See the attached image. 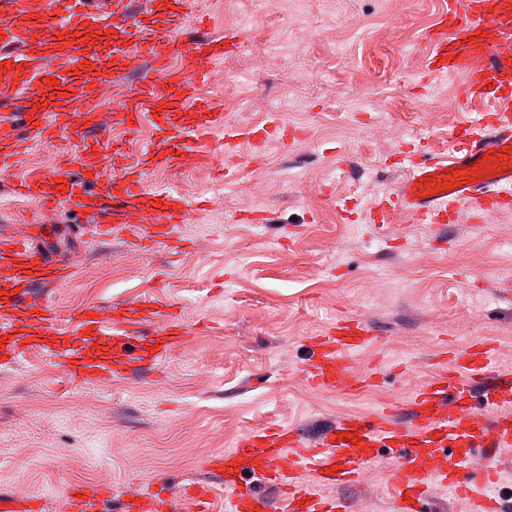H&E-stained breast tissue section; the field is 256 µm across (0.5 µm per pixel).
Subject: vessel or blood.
<instances>
[{"label":"vessel or blood","instance_id":"b4317fda","mask_svg":"<svg viewBox=\"0 0 512 512\" xmlns=\"http://www.w3.org/2000/svg\"><path fill=\"white\" fill-rule=\"evenodd\" d=\"M190 0H152L132 16L130 0H0V175L12 173L19 157L63 135H81L77 156H64L56 170L33 171L16 186L44 213L59 208L86 217L83 236L91 242L119 237L126 242L176 251L188 242L180 231L189 213L181 194L153 190L144 175L185 163L209 165L212 138L224 134L232 150L239 133L204 94L218 64L242 42V33L212 35L206 17L186 27ZM422 43L429 68L464 78L458 107L487 101L489 112L472 121L448 155L409 159V173L383 195L414 223L442 230L461 213L486 223L512 211V0H446ZM146 60L138 87L100 111L95 91L121 79L136 60ZM252 131L256 145L290 131L278 115ZM151 136L138 142L142 127ZM126 137L115 140L112 128ZM498 165L493 174L449 189L439 187L454 171H471L478 159ZM54 225L0 226V365L16 364L31 349L51 360L71 383L102 385L139 369L161 373L190 328L174 307L143 298L110 308L81 307L60 320L55 293L74 277L67 263L50 258L34 242L35 232ZM361 319H339L313 337L305 380L315 390L348 394L361 382L346 356L372 344ZM350 433L342 440L340 432ZM512 447V371L497 364V347L474 341L449 351L448 370L419 388L408 404L391 402L377 419L340 418L307 440L298 427H268L242 433L234 448L211 457L208 478L171 485L93 491L68 483L59 512H101L106 502L119 512H211V478L224 485V512H345L335 498L308 492L296 482L305 473L318 485L360 481L391 451L395 495L390 512H422L431 487L466 498L471 512H505L489 487L498 475V455ZM276 483L277 501L255 491L254 481ZM41 497L0 495V512H45Z\"/></svg>","mask_w":512,"mask_h":512}]
</instances>
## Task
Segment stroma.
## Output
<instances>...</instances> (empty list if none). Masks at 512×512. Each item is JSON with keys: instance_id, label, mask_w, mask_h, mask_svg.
<instances>
[{"instance_id": "1", "label": "stroma", "mask_w": 512, "mask_h": 512, "mask_svg": "<svg viewBox=\"0 0 512 512\" xmlns=\"http://www.w3.org/2000/svg\"><path fill=\"white\" fill-rule=\"evenodd\" d=\"M440 0H193L186 25L209 16L214 34L242 29L206 92L244 132L217 171L185 164L145 174L188 204L182 233L193 251L170 255L121 240L89 243L83 216L58 209L56 237L42 241L76 276L57 293L61 313L150 296L180 308L193 333L163 367L113 381L66 383L36 352L0 368V493L54 497L60 484L87 489L148 485L155 477H205L214 453L240 433L270 423L307 433L345 414L376 417L446 370V345L480 339L512 370V212L485 228L460 219L446 240L392 216L393 238L370 223L383 188L407 175L405 151L447 153L453 132L480 112L447 110L461 83L425 66L422 37ZM307 130L305 141L256 150L246 130L269 112ZM63 138L30 151L13 177H0V221L36 224V201L17 210L10 184L31 165L53 168ZM340 317L362 319L373 345L348 363L376 382L339 395L303 380L309 340ZM383 456L355 486L337 489L349 512H389Z\"/></svg>"}]
</instances>
